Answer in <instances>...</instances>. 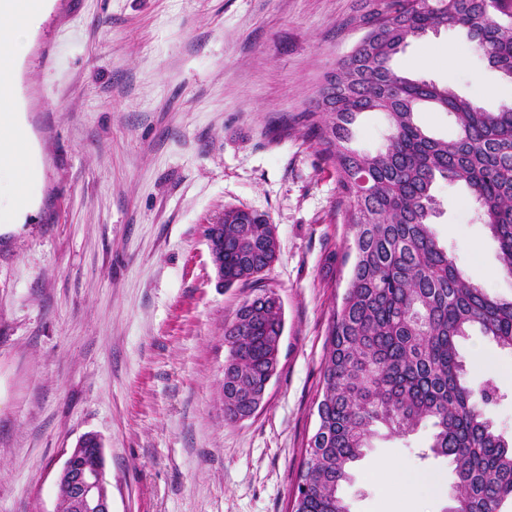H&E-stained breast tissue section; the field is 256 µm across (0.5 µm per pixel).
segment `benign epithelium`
Segmentation results:
<instances>
[{
	"label": "benign epithelium",
	"mask_w": 512,
	"mask_h": 512,
	"mask_svg": "<svg viewBox=\"0 0 512 512\" xmlns=\"http://www.w3.org/2000/svg\"><path fill=\"white\" fill-rule=\"evenodd\" d=\"M219 284H224V248L208 242ZM104 455L101 448L74 447L58 477L66 480L69 493L80 512H112V497L104 479Z\"/></svg>",
	"instance_id": "1"
}]
</instances>
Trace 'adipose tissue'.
I'll use <instances>...</instances> for the list:
<instances>
[{
	"label": "adipose tissue",
	"instance_id": "1",
	"mask_svg": "<svg viewBox=\"0 0 512 512\" xmlns=\"http://www.w3.org/2000/svg\"><path fill=\"white\" fill-rule=\"evenodd\" d=\"M50 7V0H0V44L12 48L8 66L0 67V235L20 230L35 206L29 187L38 176L37 156L13 87L36 21Z\"/></svg>",
	"mask_w": 512,
	"mask_h": 512
}]
</instances>
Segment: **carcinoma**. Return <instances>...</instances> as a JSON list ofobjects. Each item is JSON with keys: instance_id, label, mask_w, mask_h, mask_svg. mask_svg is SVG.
I'll use <instances>...</instances> for the list:
<instances>
[{"instance_id": "1", "label": "carcinoma", "mask_w": 512, "mask_h": 512, "mask_svg": "<svg viewBox=\"0 0 512 512\" xmlns=\"http://www.w3.org/2000/svg\"><path fill=\"white\" fill-rule=\"evenodd\" d=\"M330 80L319 90L309 131L334 168L355 253L350 282L333 314L318 410L295 512H348L340 495L382 425L408 434L424 421L431 448L454 472L458 512H502L512 502V443L479 403L496 390L468 376L456 341L469 328L512 349V298L489 295L442 247L432 230L437 178L467 185L481 220L512 274V106L488 111L453 90L397 74L391 60L411 40L443 27L465 31L488 63L512 79V0H386ZM429 104L453 115L457 134L430 136L416 121ZM381 111L391 134L371 155L351 146L356 117ZM224 243V287L258 284L276 257L264 213L224 209L211 227ZM284 327L282 306L245 300L224 328V417L252 413L269 372L266 342Z\"/></svg>"}]
</instances>
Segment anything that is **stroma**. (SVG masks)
<instances>
[{"label":"stroma","mask_w":512,"mask_h":512,"mask_svg":"<svg viewBox=\"0 0 512 512\" xmlns=\"http://www.w3.org/2000/svg\"><path fill=\"white\" fill-rule=\"evenodd\" d=\"M375 0H55L19 80L40 201L0 237V512H57L65 453L87 433L112 512H291L317 423L328 327L355 255L336 173L307 135L325 75ZM393 68L496 110L512 80L443 28ZM433 228L491 295L512 296L461 183L437 179ZM269 216L280 365L262 408L224 418V328L251 286L221 288L206 229L224 208ZM475 381L512 351L471 329ZM432 428L379 429L341 494L350 512H445Z\"/></svg>","instance_id":"stroma-1"}]
</instances>
